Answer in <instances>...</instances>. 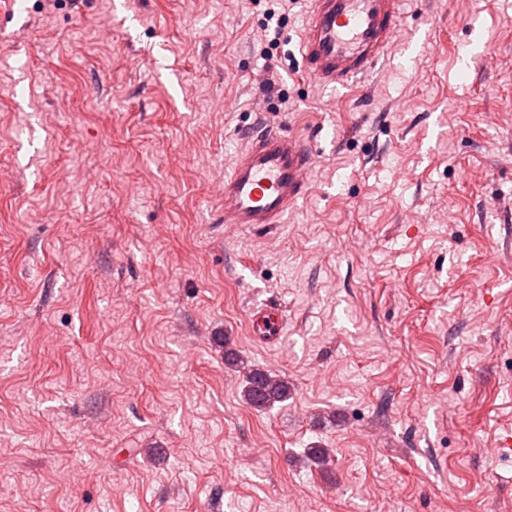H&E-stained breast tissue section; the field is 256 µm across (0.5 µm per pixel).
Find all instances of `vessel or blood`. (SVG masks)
I'll use <instances>...</instances> for the list:
<instances>
[{"label":"vessel or blood","mask_w":512,"mask_h":512,"mask_svg":"<svg viewBox=\"0 0 512 512\" xmlns=\"http://www.w3.org/2000/svg\"><path fill=\"white\" fill-rule=\"evenodd\" d=\"M403 0H311L300 31L305 72L336 90L369 75L392 47L402 26ZM313 153L298 135L264 129L252 134L234 157L220 194L225 223L251 228L283 223L309 189ZM254 336L273 343L283 333L279 306L253 309Z\"/></svg>","instance_id":"1"}]
</instances>
